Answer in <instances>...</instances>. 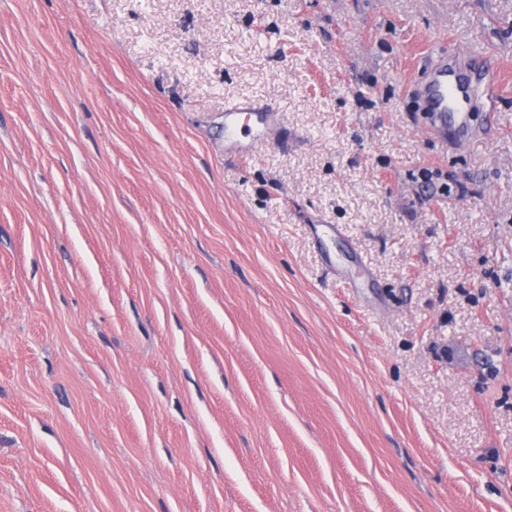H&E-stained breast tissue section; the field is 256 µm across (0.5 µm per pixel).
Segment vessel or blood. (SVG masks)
Segmentation results:
<instances>
[{
	"label": "vessel or blood",
	"mask_w": 512,
	"mask_h": 512,
	"mask_svg": "<svg viewBox=\"0 0 512 512\" xmlns=\"http://www.w3.org/2000/svg\"><path fill=\"white\" fill-rule=\"evenodd\" d=\"M428 57L433 69L423 84L412 88L426 114L428 127L451 146L469 143L477 136L470 124L472 80L459 70L449 69L444 50L431 49Z\"/></svg>",
	"instance_id": "obj_1"
}]
</instances>
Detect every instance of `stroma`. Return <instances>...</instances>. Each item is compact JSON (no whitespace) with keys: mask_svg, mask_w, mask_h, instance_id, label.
Instances as JSON below:
<instances>
[{"mask_svg":"<svg viewBox=\"0 0 512 512\" xmlns=\"http://www.w3.org/2000/svg\"><path fill=\"white\" fill-rule=\"evenodd\" d=\"M0 512H512V0H0ZM427 56L436 65L423 84L411 86V92L421 101L429 130L436 137L453 147L466 145L478 137L470 124L472 80L457 68L448 71L446 51L432 48Z\"/></svg>","mask_w":512,"mask_h":512,"instance_id":"stroma-1","label":"stroma"}]
</instances>
